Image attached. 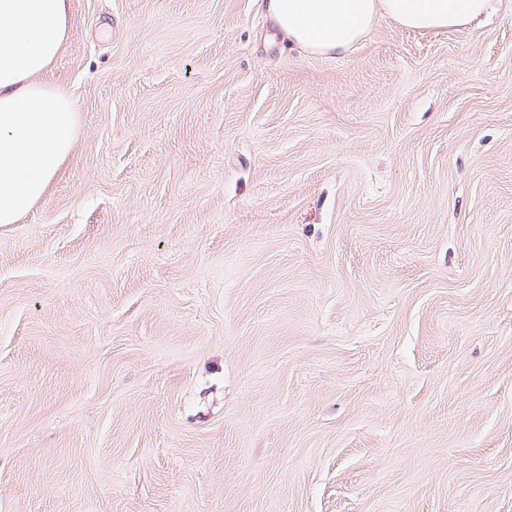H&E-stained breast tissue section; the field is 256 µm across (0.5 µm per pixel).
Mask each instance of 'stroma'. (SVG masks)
<instances>
[{
  "mask_svg": "<svg viewBox=\"0 0 512 512\" xmlns=\"http://www.w3.org/2000/svg\"><path fill=\"white\" fill-rule=\"evenodd\" d=\"M44 78L0 512H512V0L333 56L262 0H70Z\"/></svg>",
  "mask_w": 512,
  "mask_h": 512,
  "instance_id": "obj_1",
  "label": "stroma"
}]
</instances>
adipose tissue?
<instances>
[{
    "mask_svg": "<svg viewBox=\"0 0 512 512\" xmlns=\"http://www.w3.org/2000/svg\"><path fill=\"white\" fill-rule=\"evenodd\" d=\"M490 0H267L293 42L316 55L347 51L379 18L412 30H453ZM68 0H0V224L42 198L71 155L72 99L43 80L66 38Z\"/></svg>",
    "mask_w": 512,
    "mask_h": 512,
    "instance_id": "1",
    "label": "adipose tissue"
}]
</instances>
